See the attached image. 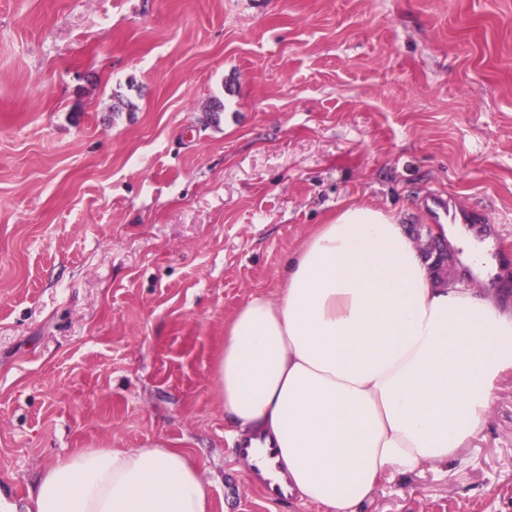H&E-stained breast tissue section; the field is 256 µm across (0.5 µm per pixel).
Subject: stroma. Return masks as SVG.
<instances>
[{
    "label": "stroma",
    "instance_id": "35a3bbf8",
    "mask_svg": "<svg viewBox=\"0 0 512 512\" xmlns=\"http://www.w3.org/2000/svg\"><path fill=\"white\" fill-rule=\"evenodd\" d=\"M432 192L489 213L512 279V0H0V512L150 441L210 512H323L234 459L224 325L348 202L461 283ZM360 512H512V376L459 459Z\"/></svg>",
    "mask_w": 512,
    "mask_h": 512
}]
</instances>
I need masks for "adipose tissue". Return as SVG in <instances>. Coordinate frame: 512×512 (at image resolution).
I'll return each instance as SVG.
<instances>
[{
  "label": "adipose tissue",
  "instance_id": "obj_1",
  "mask_svg": "<svg viewBox=\"0 0 512 512\" xmlns=\"http://www.w3.org/2000/svg\"><path fill=\"white\" fill-rule=\"evenodd\" d=\"M509 375L499 290L441 284L395 216L350 203L225 324L216 386L235 436L271 438L302 502L358 512L389 473L457 460ZM27 512H209V491L164 443L87 448L43 472Z\"/></svg>",
  "mask_w": 512,
  "mask_h": 512
}]
</instances>
